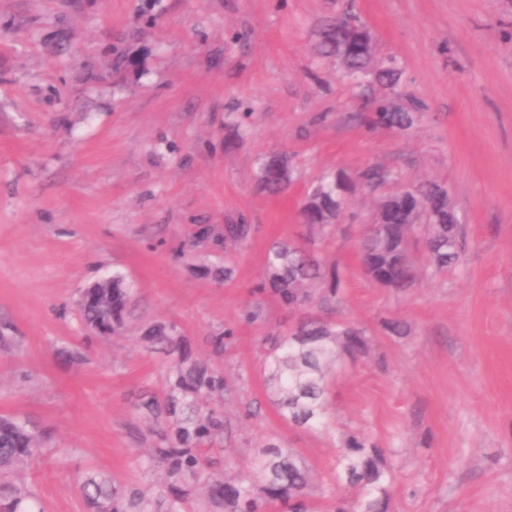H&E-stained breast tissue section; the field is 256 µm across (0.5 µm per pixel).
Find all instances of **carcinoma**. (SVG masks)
<instances>
[{"label":"carcinoma","instance_id":"cac0c4a2","mask_svg":"<svg viewBox=\"0 0 512 512\" xmlns=\"http://www.w3.org/2000/svg\"><path fill=\"white\" fill-rule=\"evenodd\" d=\"M363 28L358 16L346 13L322 30V53L344 58L346 76L362 77L370 69L367 48L354 46L345 35L348 25ZM381 82L394 84L400 77L396 59H387L376 72ZM391 98L374 102L373 110L361 114L370 130L407 132L419 119ZM292 167L285 153L271 154L261 162L260 190L279 194L291 182ZM338 173L323 178L309 193L316 208L302 215L307 240H280L269 248L262 281L263 291L289 307L318 302H340L337 275L329 276L315 246L324 241L345 212L348 203L344 178ZM398 180L387 167L371 165L359 171L357 181L367 188ZM411 198L396 191L379 204L381 212L365 229L360 261L365 275L387 288H406L418 276L413 248L422 238L428 266L444 272L458 264L460 228L454 210L448 207V188L436 182L408 188ZM252 225L231 222L216 234L209 225L197 229L199 241L224 248V280L233 274L230 256L250 237ZM133 301L132 290L112 278V309L82 304L89 326H112L117 333ZM149 352L162 349L173 357L162 392L139 397L135 408L148 420V433L155 440L140 449L146 472H158L161 481L154 490L121 486L105 475L85 478L79 492L92 512H321L314 495L312 469L291 448L269 439L253 457L246 472L224 471L217 452L224 440L225 406L238 397V389L224 376V367L192 359L176 327L153 322L139 336ZM368 348L364 331L350 324L303 319L284 335L271 337L264 354V389L269 404L280 419L314 430L328 425L331 390L326 379L341 354L351 356ZM36 435L26 424L0 417V512H46L24 481V472L42 453ZM332 479L356 490L360 512H384V503L394 479L383 449L366 438L351 437L336 456Z\"/></svg>","mask_w":512,"mask_h":512}]
</instances>
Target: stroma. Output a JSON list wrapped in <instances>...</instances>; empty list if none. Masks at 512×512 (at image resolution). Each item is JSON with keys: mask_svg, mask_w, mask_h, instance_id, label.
Returning <instances> with one entry per match:
<instances>
[{"mask_svg": "<svg viewBox=\"0 0 512 512\" xmlns=\"http://www.w3.org/2000/svg\"><path fill=\"white\" fill-rule=\"evenodd\" d=\"M345 0H0V416L29 421L44 453L26 480L46 512H89L82 478L139 486L151 447L134 403L168 359L143 351L145 324H174L193 358L233 366L259 405L232 415L224 465L246 470L276 438L312 468L320 502L353 500L331 469L342 439L396 463L389 512H512V0H355L396 85L352 83L319 54ZM417 107L409 135L354 121L373 98ZM293 165L284 193L256 185L264 154ZM384 164L403 183L448 186L462 227L458 265L412 287L363 274L357 240L374 195L355 186L321 247L344 303L313 314L364 328L341 355L332 427L284 423L263 389L262 341L301 311L259 293L270 244L333 170ZM253 227L225 257L196 225ZM231 262V280L214 277ZM121 275L134 306L121 330L82 320L85 288ZM250 303L264 318L242 319ZM402 322L401 335L386 330ZM232 328L223 352L211 339Z\"/></svg>", "mask_w": 512, "mask_h": 512, "instance_id": "35a3bbf8", "label": "stroma"}]
</instances>
